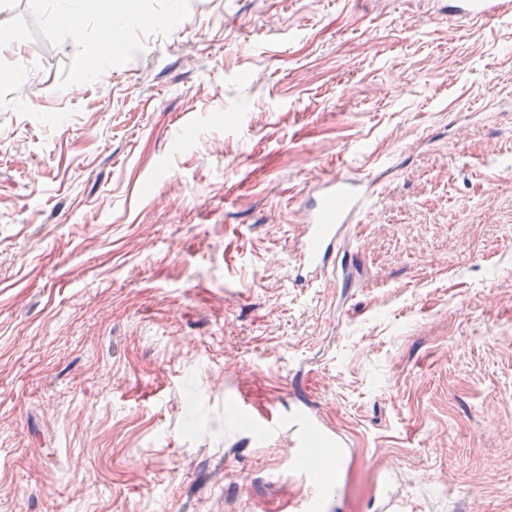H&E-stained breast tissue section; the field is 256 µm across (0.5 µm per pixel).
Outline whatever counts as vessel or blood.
Returning a JSON list of instances; mask_svg holds the SVG:
<instances>
[{
    "instance_id": "b4317fda",
    "label": "vessel or blood",
    "mask_w": 512,
    "mask_h": 512,
    "mask_svg": "<svg viewBox=\"0 0 512 512\" xmlns=\"http://www.w3.org/2000/svg\"><path fill=\"white\" fill-rule=\"evenodd\" d=\"M512 13V0H458L454 14L463 20L498 17ZM366 196L355 182L331 178L318 181L309 191L303 230L293 245L295 279L311 285L335 274L334 252L346 224L363 210ZM265 440L277 439L283 428L294 434L296 452H303L308 444L307 423L301 418L284 419L268 416L253 419ZM302 478L309 484V492L296 501L293 512H325L328 496L334 482L329 471L305 470Z\"/></svg>"
}]
</instances>
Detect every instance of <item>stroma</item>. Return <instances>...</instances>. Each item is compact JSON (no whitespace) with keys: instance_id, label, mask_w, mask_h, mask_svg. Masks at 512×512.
<instances>
[{"instance_id":"stroma-1","label":"stroma","mask_w":512,"mask_h":512,"mask_svg":"<svg viewBox=\"0 0 512 512\" xmlns=\"http://www.w3.org/2000/svg\"><path fill=\"white\" fill-rule=\"evenodd\" d=\"M50 2L0 0V512H285L236 406L304 395L328 512H512V14L86 0L76 40ZM339 176L369 203L299 285ZM353 181L331 178L309 190L302 233L294 242L295 280L312 285L336 274L334 252L345 224L363 210L366 196Z\"/></svg>"}]
</instances>
